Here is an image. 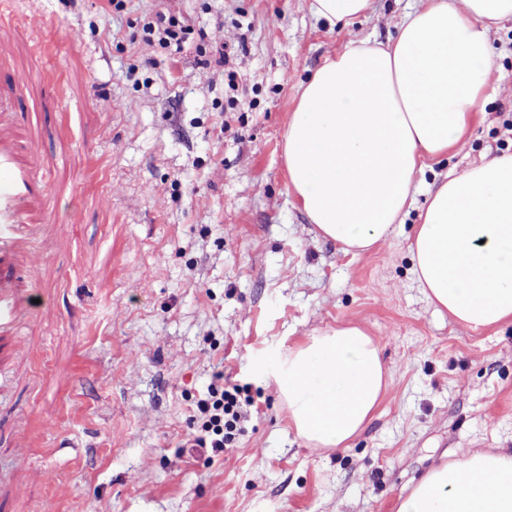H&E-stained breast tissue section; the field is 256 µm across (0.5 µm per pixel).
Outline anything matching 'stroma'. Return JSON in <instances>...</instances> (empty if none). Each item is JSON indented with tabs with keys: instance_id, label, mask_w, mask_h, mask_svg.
Returning a JSON list of instances; mask_svg holds the SVG:
<instances>
[{
	"instance_id": "35a3bbf8",
	"label": "stroma",
	"mask_w": 512,
	"mask_h": 512,
	"mask_svg": "<svg viewBox=\"0 0 512 512\" xmlns=\"http://www.w3.org/2000/svg\"><path fill=\"white\" fill-rule=\"evenodd\" d=\"M42 33L0 31L35 82L12 136L53 169L18 268L36 313L0 334V512H396L431 468L512 452V323L479 332L427 300L408 249L429 194L512 153V20L490 35L483 114L426 170L404 223L365 251L318 236L288 188L301 81L354 34L385 43L418 0L340 28L308 0H9ZM186 17L227 66L143 42ZM356 324L390 385L347 447H308L275 378L313 332ZM254 400L234 447L184 451L217 372Z\"/></svg>"
}]
</instances>
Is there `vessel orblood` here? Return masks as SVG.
<instances>
[{"label": "vessel or blood", "mask_w": 512, "mask_h": 512, "mask_svg": "<svg viewBox=\"0 0 512 512\" xmlns=\"http://www.w3.org/2000/svg\"><path fill=\"white\" fill-rule=\"evenodd\" d=\"M31 79L29 70L9 71L10 92L0 93V122L13 118L16 96ZM47 183L46 167L40 159L22 160L14 143L0 140V328L18 326L33 313L31 297L37 282L31 279L17 285L14 265L19 249L36 238L30 208Z\"/></svg>", "instance_id": "1"}]
</instances>
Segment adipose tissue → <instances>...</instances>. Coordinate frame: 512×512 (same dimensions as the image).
<instances>
[{"label": "adipose tissue", "instance_id": "1", "mask_svg": "<svg viewBox=\"0 0 512 512\" xmlns=\"http://www.w3.org/2000/svg\"><path fill=\"white\" fill-rule=\"evenodd\" d=\"M373 0H310L315 19L350 25ZM512 0H422L396 37L350 39L299 88L283 157L288 187L324 238L352 249L402 223L430 162L466 136L494 67L491 29ZM409 251L428 300L479 331L512 322V154L444 181ZM390 373L361 327L289 350L277 389L297 434L344 447L371 418ZM397 512H512V453L465 452L431 468Z\"/></svg>", "mask_w": 512, "mask_h": 512}]
</instances>
